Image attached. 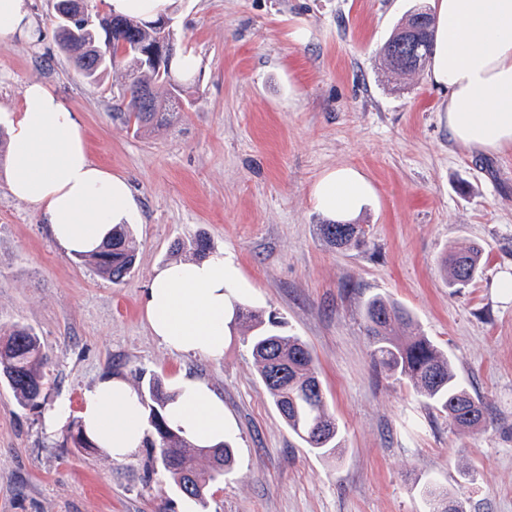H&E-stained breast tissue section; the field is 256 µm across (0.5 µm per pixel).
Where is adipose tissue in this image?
Wrapping results in <instances>:
<instances>
[{"instance_id":"1","label":"adipose tissue","mask_w":512,"mask_h":512,"mask_svg":"<svg viewBox=\"0 0 512 512\" xmlns=\"http://www.w3.org/2000/svg\"><path fill=\"white\" fill-rule=\"evenodd\" d=\"M32 0H0V43L37 36ZM435 49L425 73L437 88L451 140L469 152L512 151V0H430ZM8 137L6 182L12 196L38 211L50 242L68 254H90L119 224L132 223L138 204L125 176L91 157L86 129L44 83L25 85L19 111H1ZM358 169L325 172L310 191L322 213L358 214L373 196ZM243 288L223 252L180 258L156 267L144 296L145 319L169 351L218 359L231 333ZM166 408L169 424L189 442L212 446L233 433L224 398L203 378L182 372ZM86 435L113 460L142 448L148 412L137 389L107 376L82 392Z\"/></svg>"}]
</instances>
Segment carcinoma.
Segmentation results:
<instances>
[{"label":"carcinoma","mask_w":512,"mask_h":512,"mask_svg":"<svg viewBox=\"0 0 512 512\" xmlns=\"http://www.w3.org/2000/svg\"><path fill=\"white\" fill-rule=\"evenodd\" d=\"M81 4V17L73 21L75 30L56 40L59 49L73 56L77 71L95 82L107 71L123 73L127 103L117 116L135 130L159 128L178 114L182 85L172 69L160 68L132 49L145 48L159 33L150 22L123 16H91L87 0ZM100 26L85 30L80 25L89 18ZM434 37V20L426 10L407 13L382 47L385 65L395 73H417L429 61ZM170 87L169 96L160 100L152 95L151 111L144 112L138 100L142 89L152 93L157 84ZM321 237L330 246L344 250L364 243L365 229L359 224H321ZM136 244L128 225L112 232L100 251L83 259L114 285L129 277L136 262ZM483 249L477 244L456 248L442 261L448 287L463 288L483 270ZM363 318L375 363L388 376L405 381L414 391L431 401L448 418L450 427L472 431L485 424L486 405L473 398L456 378L448 352L419 332L412 313L385 296H375L364 305ZM234 325L249 331L245 341L258 375L273 405L289 430L311 452L334 457L341 448L340 430L326 406L325 392L316 360L309 346L298 336L283 334V321L263 320L258 311L236 304ZM46 357L39 337L30 327H13L6 340H0V377L25 406L42 405ZM141 401L148 409L152 436L147 439L149 473L159 468L168 473L180 492L191 500L204 502L210 485L224 476L234 462L229 443L203 448L181 437L168 423L164 409L172 392L155 376L142 380ZM205 457L210 468L202 471L198 460ZM430 512H463L451 505L447 489L428 483L421 490Z\"/></svg>","instance_id":"obj_1"}]
</instances>
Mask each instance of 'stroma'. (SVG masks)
<instances>
[{
    "mask_svg": "<svg viewBox=\"0 0 512 512\" xmlns=\"http://www.w3.org/2000/svg\"><path fill=\"white\" fill-rule=\"evenodd\" d=\"M55 0H33L41 38L0 45V106L25 84L47 85L77 112L92 157L124 175L139 204L135 268L124 284L55 249L45 225L0 177V329L32 327L48 355L43 393L65 399L66 427L46 434L43 410L0 381V512H429L424 483L451 489L466 512H512V151L457 148L438 92L398 76L382 47L407 11L429 0H175L177 53L199 60L170 125L134 132L112 113L120 75L85 82L60 53ZM350 166L376 195L356 221L366 244L343 252L319 227L313 183ZM231 256L245 304L277 313L312 348L343 453L324 460L291 433L233 332L219 359L171 353L142 300L152 271L197 237ZM475 242L484 271L448 287L450 246ZM386 295L448 352L461 384L488 410L476 433L445 416L370 357L362 310ZM224 396L235 464L205 503L147 451L124 461L67 443L81 393L117 374L170 383L180 371Z\"/></svg>",
    "mask_w": 512,
    "mask_h": 512,
    "instance_id": "35a3bbf8",
    "label": "stroma"
}]
</instances>
